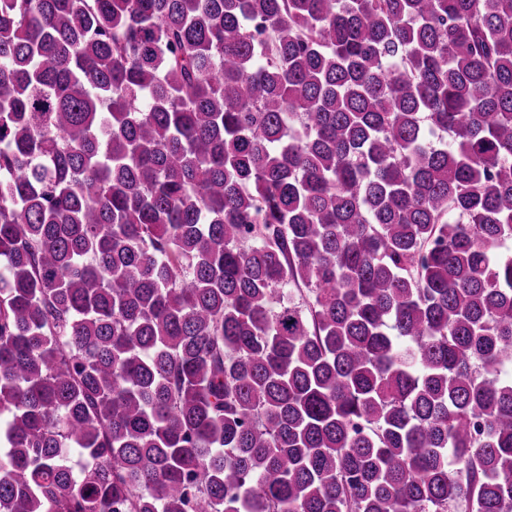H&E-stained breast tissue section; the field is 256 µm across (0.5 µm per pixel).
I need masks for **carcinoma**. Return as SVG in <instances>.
<instances>
[{
  "label": "carcinoma",
  "instance_id": "obj_1",
  "mask_svg": "<svg viewBox=\"0 0 512 512\" xmlns=\"http://www.w3.org/2000/svg\"><path fill=\"white\" fill-rule=\"evenodd\" d=\"M508 240L512 0H0V512H512Z\"/></svg>",
  "mask_w": 512,
  "mask_h": 512
}]
</instances>
